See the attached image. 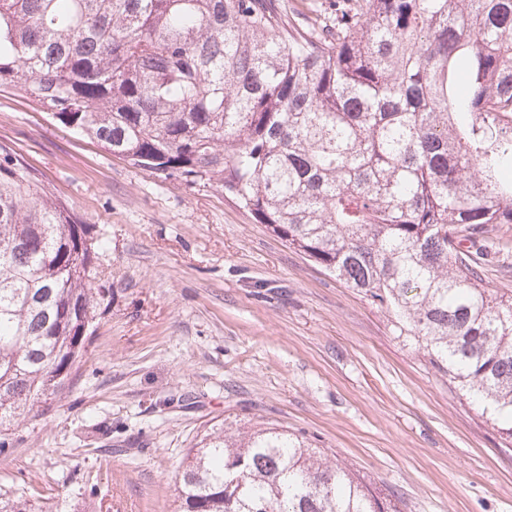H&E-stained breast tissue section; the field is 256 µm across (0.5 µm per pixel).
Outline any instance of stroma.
Listing matches in <instances>:
<instances>
[{
  "label": "stroma",
  "instance_id": "stroma-1",
  "mask_svg": "<svg viewBox=\"0 0 512 512\" xmlns=\"http://www.w3.org/2000/svg\"><path fill=\"white\" fill-rule=\"evenodd\" d=\"M0 143L106 241L112 291L49 410L0 452V493L42 512H177L178 470L207 428L305 435L399 512H512V445L386 314L226 196L133 166L0 88ZM475 255L512 291V224Z\"/></svg>",
  "mask_w": 512,
  "mask_h": 512
}]
</instances>
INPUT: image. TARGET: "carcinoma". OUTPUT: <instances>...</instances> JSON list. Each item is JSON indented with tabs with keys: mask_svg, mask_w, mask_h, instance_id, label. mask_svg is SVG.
<instances>
[{
	"mask_svg": "<svg viewBox=\"0 0 512 512\" xmlns=\"http://www.w3.org/2000/svg\"><path fill=\"white\" fill-rule=\"evenodd\" d=\"M136 166L218 182L385 309L512 442V294L472 247L512 224V0H0V86ZM101 241L0 145V434L112 304ZM179 512H397L304 438L212 426ZM0 512H36L0 494Z\"/></svg>",
	"mask_w": 512,
	"mask_h": 512,
	"instance_id": "obj_1",
	"label": "carcinoma"
}]
</instances>
